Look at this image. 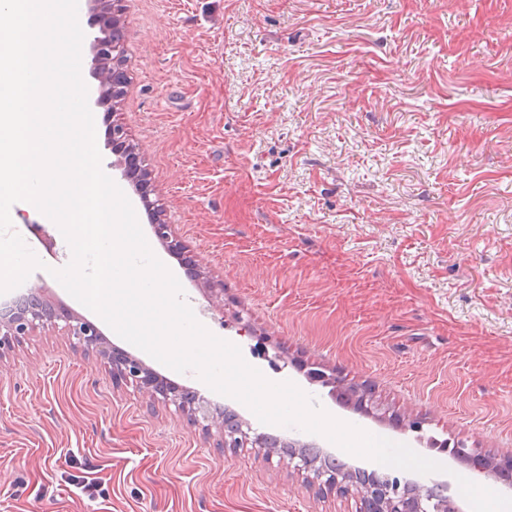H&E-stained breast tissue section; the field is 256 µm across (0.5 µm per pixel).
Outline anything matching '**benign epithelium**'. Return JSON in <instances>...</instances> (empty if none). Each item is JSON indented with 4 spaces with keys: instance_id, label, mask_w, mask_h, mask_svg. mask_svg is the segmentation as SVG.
Listing matches in <instances>:
<instances>
[{
    "instance_id": "1",
    "label": "benign epithelium",
    "mask_w": 512,
    "mask_h": 512,
    "mask_svg": "<svg viewBox=\"0 0 512 512\" xmlns=\"http://www.w3.org/2000/svg\"><path fill=\"white\" fill-rule=\"evenodd\" d=\"M124 13L125 0H92L89 26L99 29V34L93 37L91 43L94 77L98 81V97L95 103L99 106H106L118 100L127 84V73L123 64L118 61L117 47L112 41V31L122 27ZM106 146L116 156V160L111 163L112 168L120 170L123 178L136 181L137 192L151 220L154 235L161 242H168L170 225L162 222L160 215L154 210L149 184L146 179L140 177L136 153L133 146L128 143L122 126L115 124L110 128ZM58 320L64 321L67 335L74 340L75 346L92 350L105 360L115 383L131 384L152 398L159 397L164 402L173 404L178 411L186 414L191 421L201 425L206 431L217 428L220 432L217 447L260 448L268 456L276 452V449L266 446L263 436L252 434V428L246 422L230 433L224 431L223 417L214 415L209 401L204 397L197 394L190 401L183 399L177 391L166 387L162 379L142 362L130 357L123 349L110 345L94 322L72 313L59 315L52 306L44 302L31 303L12 316L0 319V355L35 329L52 326ZM449 455L468 462L470 467L479 473L512 471V452L491 455L457 442L450 448ZM313 480L323 487L331 486L342 494L352 493L358 497L363 495L361 487L354 480L337 472L328 475L319 471ZM409 484L413 490L410 495L398 483H377L375 500L368 510L459 512L450 496H437L432 493V488L415 479L409 481Z\"/></svg>"
}]
</instances>
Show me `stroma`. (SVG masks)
<instances>
[{
	"instance_id": "35a3bbf8",
	"label": "stroma",
	"mask_w": 512,
	"mask_h": 512,
	"mask_svg": "<svg viewBox=\"0 0 512 512\" xmlns=\"http://www.w3.org/2000/svg\"><path fill=\"white\" fill-rule=\"evenodd\" d=\"M125 36L102 163L200 323L334 417L506 493L430 443L512 449V0H127ZM113 124L199 282L112 169ZM11 219L42 262L29 283L94 319L51 274L65 247L28 230L54 225L24 201ZM129 352L256 432L336 451ZM336 377L376 412L339 403ZM406 412L422 432L392 426ZM218 438L113 384L61 326L0 355V512H355L287 456Z\"/></svg>"
}]
</instances>
